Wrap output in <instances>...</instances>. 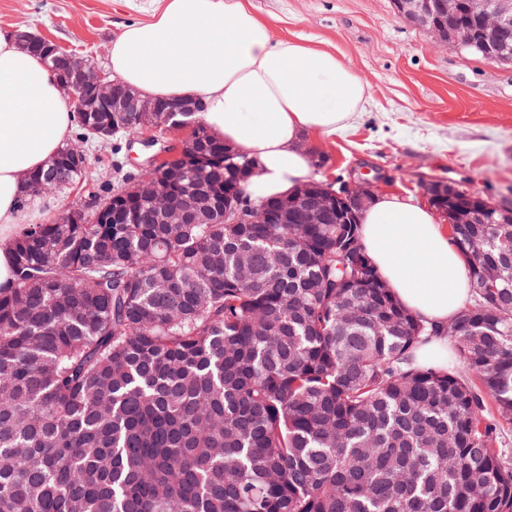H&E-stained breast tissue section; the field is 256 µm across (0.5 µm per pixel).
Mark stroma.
Returning a JSON list of instances; mask_svg holds the SVG:
<instances>
[{"mask_svg": "<svg viewBox=\"0 0 512 512\" xmlns=\"http://www.w3.org/2000/svg\"><path fill=\"white\" fill-rule=\"evenodd\" d=\"M275 36L335 54L368 84L351 126L320 146L319 182L375 179L376 195L423 201L442 180L493 204H512V63L441 43L402 19L393 0H251ZM154 0H0V28L28 27L106 67L125 24Z\"/></svg>", "mask_w": 512, "mask_h": 512, "instance_id": "stroma-1", "label": "stroma"}]
</instances>
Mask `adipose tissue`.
<instances>
[{
  "label": "adipose tissue",
  "mask_w": 512,
  "mask_h": 512,
  "mask_svg": "<svg viewBox=\"0 0 512 512\" xmlns=\"http://www.w3.org/2000/svg\"><path fill=\"white\" fill-rule=\"evenodd\" d=\"M112 78L146 98H201L209 132L259 163L249 199L278 197L313 178L305 135L329 139L367 103L363 78L336 55L275 38L250 0H157L150 20L125 25L108 59ZM57 72L0 31V287L30 198L26 176L70 141L75 114ZM366 251L410 311L444 322L468 297L464 259L431 207L396 196L361 217Z\"/></svg>",
  "instance_id": "1"
}]
</instances>
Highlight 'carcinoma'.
Returning a JSON list of instances; mask_svg holds the SVG:
<instances>
[{
	"instance_id": "cac0c4a2",
	"label": "carcinoma",
	"mask_w": 512,
	"mask_h": 512,
	"mask_svg": "<svg viewBox=\"0 0 512 512\" xmlns=\"http://www.w3.org/2000/svg\"><path fill=\"white\" fill-rule=\"evenodd\" d=\"M78 141L136 131L85 112ZM46 195L81 182L70 147ZM180 171L26 224L0 288V512H512V223L448 236L443 324L394 296L359 224H226L253 161L203 124ZM188 202L162 224L161 197ZM447 335L441 365L417 351Z\"/></svg>"
}]
</instances>
